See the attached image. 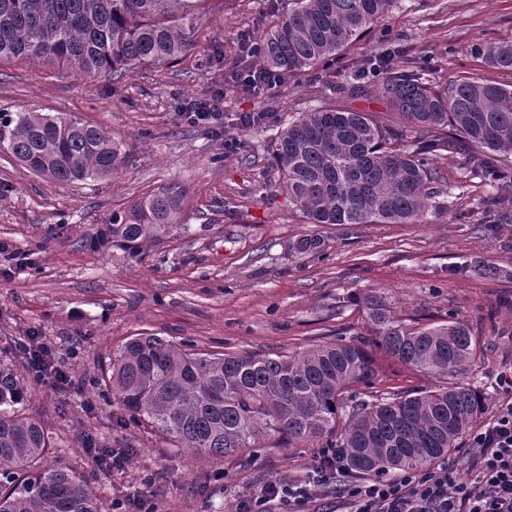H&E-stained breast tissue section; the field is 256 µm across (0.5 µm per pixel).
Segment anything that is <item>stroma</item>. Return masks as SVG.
I'll use <instances>...</instances> for the list:
<instances>
[{
  "label": "stroma",
  "instance_id": "obj_1",
  "mask_svg": "<svg viewBox=\"0 0 512 512\" xmlns=\"http://www.w3.org/2000/svg\"><path fill=\"white\" fill-rule=\"evenodd\" d=\"M292 0H195L189 48L171 64L135 63L121 78H89L31 58L0 62V112H43L102 127L126 163L118 175L60 185L0 151V349L24 364L28 337L50 343L49 373L28 377L26 412L42 420L49 460L91 476L104 502L145 493L156 512H235L240 496L269 482L309 484L310 512H348L331 484L311 482L320 443L260 440L253 455L212 458L162 440L144 424L119 426L103 375L124 342L154 334L213 353L293 354L336 337L367 338L354 295L376 293L409 324L455 316L481 340L476 383L488 409L506 398L512 367V224L485 232L477 219L490 187L455 150L432 163L440 179L417 224H309L283 192L273 138L291 116L330 103L391 121L384 100L352 96L340 71L400 49L393 65L443 88L470 77L505 87L512 72L488 68L472 47L512 42V0H394L388 15L340 59L254 91L238 73L263 66L241 47L284 19ZM224 95V125L181 116L191 99ZM263 113L254 125L243 116ZM163 189L183 193L180 226L138 253L97 247L113 214ZM322 240L320 253L295 243ZM500 268L498 278L485 266ZM379 396L434 386L374 350ZM71 383L58 388L55 371ZM133 448L129 466L99 469L85 437Z\"/></svg>",
  "mask_w": 512,
  "mask_h": 512
}]
</instances>
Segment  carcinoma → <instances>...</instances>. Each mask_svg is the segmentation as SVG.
<instances>
[{
    "label": "carcinoma",
    "mask_w": 512,
    "mask_h": 512,
    "mask_svg": "<svg viewBox=\"0 0 512 512\" xmlns=\"http://www.w3.org/2000/svg\"><path fill=\"white\" fill-rule=\"evenodd\" d=\"M186 0H0V61L65 64L93 77L120 76L136 62L177 59L189 46ZM393 0H293L288 17L254 46L269 69L313 70L384 19ZM475 55L512 71V44L482 42ZM395 52L358 69L379 72L352 92L387 101L410 141L366 112L321 106L284 124L273 142L281 188L309 224H415L438 179L430 161L454 147L497 158L512 154V89L474 79L437 88L392 66ZM0 147L33 173L59 184L115 175L121 148L78 118L41 112L0 115ZM497 190L512 188L507 165H483ZM183 195L160 191L112 216L107 234L130 250L177 228ZM370 339H338L292 355L208 354L161 336L129 338L105 382L130 420L179 448L216 458L243 455L263 437L326 440L342 449L355 477L417 469L454 451L487 405L457 376L473 370L480 340L453 319L412 327L377 295L359 300ZM404 366L448 384L387 397L360 396L376 363L370 345ZM17 364L0 355V512H104L90 481L51 465L52 437L25 415Z\"/></svg>",
    "instance_id": "1"
}]
</instances>
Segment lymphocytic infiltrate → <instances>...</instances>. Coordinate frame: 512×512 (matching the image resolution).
I'll return each mask as SVG.
<instances>
[{
  "instance_id": "lymphocytic-infiltrate-1",
  "label": "lymphocytic infiltrate",
  "mask_w": 512,
  "mask_h": 512,
  "mask_svg": "<svg viewBox=\"0 0 512 512\" xmlns=\"http://www.w3.org/2000/svg\"><path fill=\"white\" fill-rule=\"evenodd\" d=\"M501 384L508 399L467 438L476 468L470 478L460 479L453 464L444 462L351 482L345 486L350 512H512V370L503 372ZM277 499L289 504V512H307L306 489L274 484L242 500L238 512H265L266 504Z\"/></svg>"
}]
</instances>
